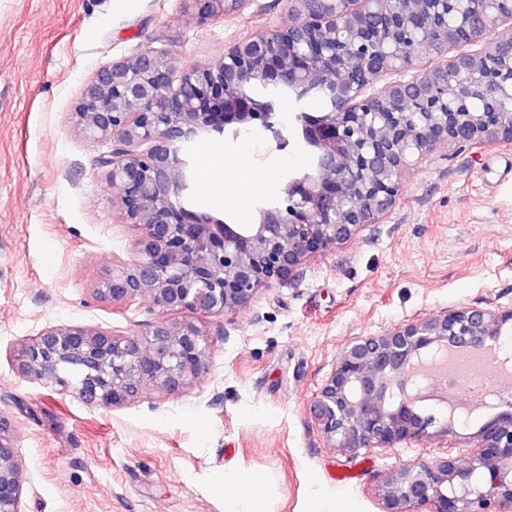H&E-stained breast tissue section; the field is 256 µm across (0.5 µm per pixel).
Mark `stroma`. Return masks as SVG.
<instances>
[{"mask_svg":"<svg viewBox=\"0 0 512 512\" xmlns=\"http://www.w3.org/2000/svg\"><path fill=\"white\" fill-rule=\"evenodd\" d=\"M288 0H246L201 22L181 0H0V416L23 466L21 512H224V469L265 482L266 512H385L379 488L397 467L443 453L467 460L490 418L470 415L452 440L326 447L308 405L353 338L458 305L512 308V144L437 146L401 180L391 211L351 239L259 290L246 307L207 318L213 358L179 396L88 408L20 376L18 339L74 325L128 336L153 320L150 299L121 311L91 289L132 231L75 106L96 72L144 49L178 68L220 59L235 42L288 26ZM210 134L244 205L215 201L190 153V204L251 224L258 202L313 165L287 130Z\"/></svg>","mask_w":512,"mask_h":512,"instance_id":"stroma-1","label":"stroma"}]
</instances>
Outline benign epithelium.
Masks as SVG:
<instances>
[{"instance_id": "benign-epithelium-1", "label": "benign epithelium", "mask_w": 512, "mask_h": 512, "mask_svg": "<svg viewBox=\"0 0 512 512\" xmlns=\"http://www.w3.org/2000/svg\"><path fill=\"white\" fill-rule=\"evenodd\" d=\"M246 0H182L200 19L241 10ZM462 24L440 33L435 63H421L407 45L429 30L427 18L373 10L370 0H289L297 21L233 44L215 64L176 70L163 53L145 49L112 62L85 86L76 105L81 129L93 142H113L102 158L113 201L133 231V253L98 275L95 300L116 309L147 296L157 317L131 336L84 326H46L14 349L21 376L70 394L81 404L114 409L148 391L174 396L196 385L211 364L212 341L197 316L222 317L244 307L273 278H285L312 256L350 239L393 207L402 176L437 145L484 147L512 143V71L488 76L473 63L486 55L512 59V0H473ZM331 27L360 32L347 50L318 41ZM487 39L476 52L448 50ZM327 76L332 111L298 112L303 142L316 149L319 175L288 178L283 196L255 206L253 224H228L187 208L189 147L211 132L254 120L278 145L289 139L276 127V102L248 93L261 85L286 91L310 74ZM350 78L335 85L332 76ZM395 71L403 77L353 106L362 89ZM492 85L488 112L467 101ZM453 92L458 112H438ZM426 108L408 111L409 102ZM181 315L180 319L171 314ZM512 326V309L464 305L408 319L386 332L352 339L309 404L329 448H394L448 439L462 422L436 425L417 409L424 365L452 346L481 353ZM0 418V512H20L22 470ZM386 512H499L512 504V406L474 434L466 464L452 456L399 467L381 485Z\"/></svg>"}]
</instances>
